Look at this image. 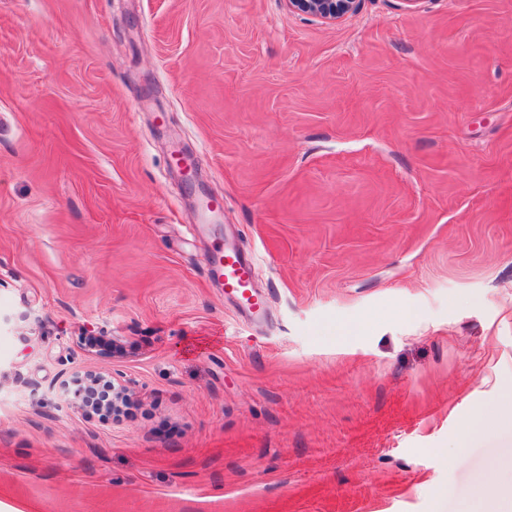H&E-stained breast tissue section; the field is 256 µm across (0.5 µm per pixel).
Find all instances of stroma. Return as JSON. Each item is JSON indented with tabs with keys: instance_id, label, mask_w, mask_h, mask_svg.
Returning a JSON list of instances; mask_svg holds the SVG:
<instances>
[{
	"instance_id": "obj_1",
	"label": "stroma",
	"mask_w": 512,
	"mask_h": 512,
	"mask_svg": "<svg viewBox=\"0 0 512 512\" xmlns=\"http://www.w3.org/2000/svg\"><path fill=\"white\" fill-rule=\"evenodd\" d=\"M0 512H512V0H0ZM289 11L336 22L354 12L360 0H284ZM211 274L227 295L251 313L263 310V300L254 287L255 257L233 246H225L210 257ZM96 379L103 381L104 376L92 372H72L58 384L57 393L59 394V400L66 402L72 400V395L75 398L80 396L83 394L84 388L89 387V385H94L91 382ZM119 378H115L111 375L112 388L108 382L98 384L93 390L97 392V397L92 396L88 400H85V405H90L98 410H105L108 413L112 412V392L117 393L121 396L128 395L131 388V382L124 379L122 375H118Z\"/></svg>"
}]
</instances>
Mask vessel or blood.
<instances>
[{"mask_svg":"<svg viewBox=\"0 0 512 512\" xmlns=\"http://www.w3.org/2000/svg\"><path fill=\"white\" fill-rule=\"evenodd\" d=\"M213 279L245 310L257 313L263 309V300L254 286L255 257L228 246L210 259Z\"/></svg>","mask_w":512,"mask_h":512,"instance_id":"obj_1","label":"vessel or blood"}]
</instances>
